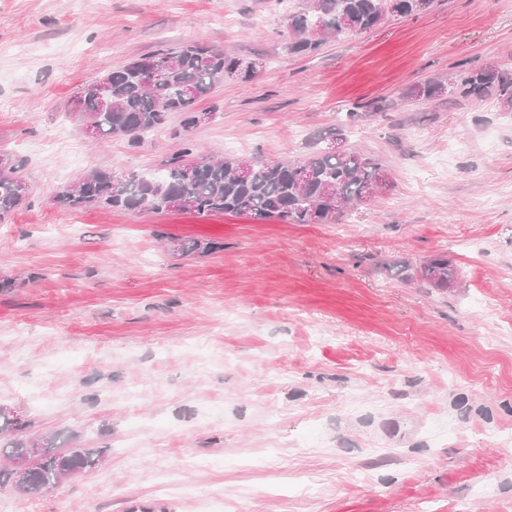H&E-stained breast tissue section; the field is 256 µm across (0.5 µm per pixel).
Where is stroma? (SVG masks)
Here are the masks:
<instances>
[{"label":"stroma","mask_w":512,"mask_h":512,"mask_svg":"<svg viewBox=\"0 0 512 512\" xmlns=\"http://www.w3.org/2000/svg\"><path fill=\"white\" fill-rule=\"evenodd\" d=\"M300 2L0 0V151L29 186L0 224V405L27 437L104 451L50 492L0 491V512H123L166 471L175 512H512V112L405 96L457 64L512 76V0H437L304 55L283 32ZM192 43L263 64L203 101L197 145L303 158L336 127L388 186L333 224L61 208L79 175L154 172L187 139L174 116L90 141L82 85ZM436 254L462 287L387 271ZM65 352L78 369L51 372ZM186 449L223 465L179 468Z\"/></svg>","instance_id":"35a3bbf8"}]
</instances>
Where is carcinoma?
Masks as SVG:
<instances>
[{
    "label": "carcinoma",
    "instance_id": "1",
    "mask_svg": "<svg viewBox=\"0 0 512 512\" xmlns=\"http://www.w3.org/2000/svg\"><path fill=\"white\" fill-rule=\"evenodd\" d=\"M435 0H305L302 9L288 15L287 28L293 39L292 53L319 50L322 37L362 33L388 17H408L431 10ZM254 66L237 56L203 44L163 48L141 55L85 84L75 100L84 125L96 127L102 140L123 137L132 144L148 132L163 128L176 113L184 135L193 131L192 113L227 78L248 82ZM497 89L502 111L512 112V82L491 68L476 72L465 69L455 74L454 95L482 100ZM445 93L444 83L430 78L410 89V96L430 100ZM346 142L343 130L330 128L316 137V148L300 160L265 161L252 158L250 181L235 178L244 160L215 159L194 154L192 142L165 169L148 175L131 173L113 179L107 168H96L65 187L56 197L71 209L103 206L117 210H170V200H184L179 211L197 215L234 214L257 220L278 219L290 224H332L336 218L367 199L368 192L384 168L367 154L344 148L332 151L327 143ZM19 166L0 170V223L28 197L27 183L17 175ZM397 274L419 278L435 288L457 284L461 276L448 258L439 255L424 260L416 269L400 266ZM26 428L22 417L0 408V431ZM32 457L27 492L40 493L57 485L70 473L95 470L102 452L71 445L59 436L14 439L0 445V489L17 490L14 462Z\"/></svg>",
    "mask_w": 512,
    "mask_h": 512
}]
</instances>
